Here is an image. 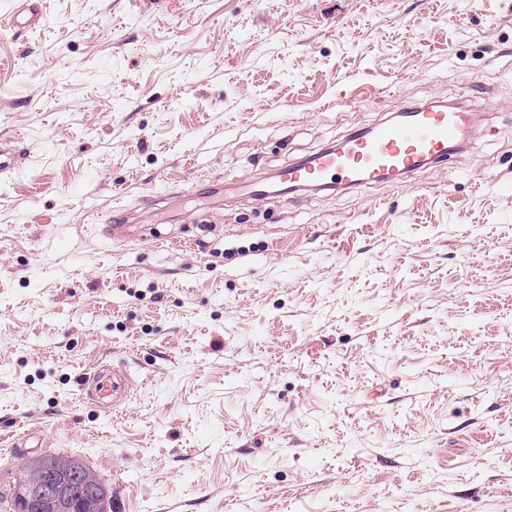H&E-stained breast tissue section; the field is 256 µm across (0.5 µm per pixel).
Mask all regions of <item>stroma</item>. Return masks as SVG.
<instances>
[{"label": "stroma", "instance_id": "1", "mask_svg": "<svg viewBox=\"0 0 512 512\" xmlns=\"http://www.w3.org/2000/svg\"><path fill=\"white\" fill-rule=\"evenodd\" d=\"M47 3L0 41V487L53 453L112 512H512V0ZM461 100L401 183L241 189ZM15 143V141L9 144L0 142V177H8L13 174L24 159V149Z\"/></svg>", "mask_w": 512, "mask_h": 512}]
</instances>
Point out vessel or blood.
Instances as JSON below:
<instances>
[{"label": "vessel or blood", "instance_id": "b4317fda", "mask_svg": "<svg viewBox=\"0 0 512 512\" xmlns=\"http://www.w3.org/2000/svg\"><path fill=\"white\" fill-rule=\"evenodd\" d=\"M46 18V0H20L0 18V39L38 28ZM473 131L468 109L409 106L397 118L350 136L342 150H322L281 170L280 177L290 187H324L337 177L352 188L392 182L456 155ZM24 156L23 148L0 142V177L13 174Z\"/></svg>", "mask_w": 512, "mask_h": 512}]
</instances>
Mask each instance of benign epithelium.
I'll return each mask as SVG.
<instances>
[{
    "mask_svg": "<svg viewBox=\"0 0 512 512\" xmlns=\"http://www.w3.org/2000/svg\"><path fill=\"white\" fill-rule=\"evenodd\" d=\"M96 492V480L90 471L47 467L36 456L28 459L24 480L13 486L11 507L14 512H30L40 504L54 502L66 512H75Z\"/></svg>",
    "mask_w": 512,
    "mask_h": 512,
    "instance_id": "obj_1",
    "label": "benign epithelium"
}]
</instances>
